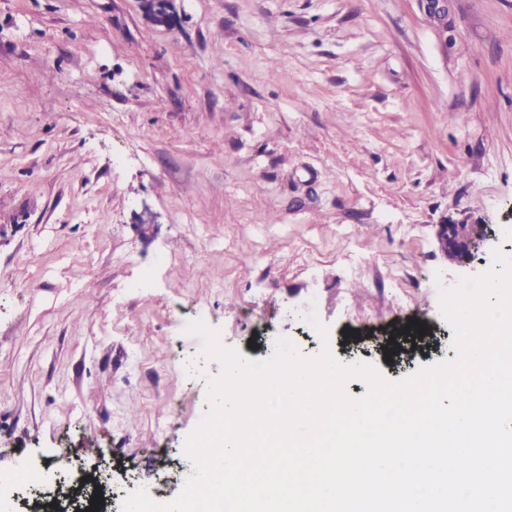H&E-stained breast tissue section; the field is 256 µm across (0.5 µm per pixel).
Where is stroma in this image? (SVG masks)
Masks as SVG:
<instances>
[{"mask_svg":"<svg viewBox=\"0 0 512 512\" xmlns=\"http://www.w3.org/2000/svg\"><path fill=\"white\" fill-rule=\"evenodd\" d=\"M150 2L0 0V470L68 445L103 512L193 472L188 322L265 360L319 351L313 311L397 380L456 356L428 278L512 226V0L447 36L417 0ZM463 219L491 235L461 265ZM487 239V232L481 224L449 221L440 224L437 240L445 257L458 262L469 263L481 242Z\"/></svg>","mask_w":512,"mask_h":512,"instance_id":"obj_1","label":"stroma"}]
</instances>
